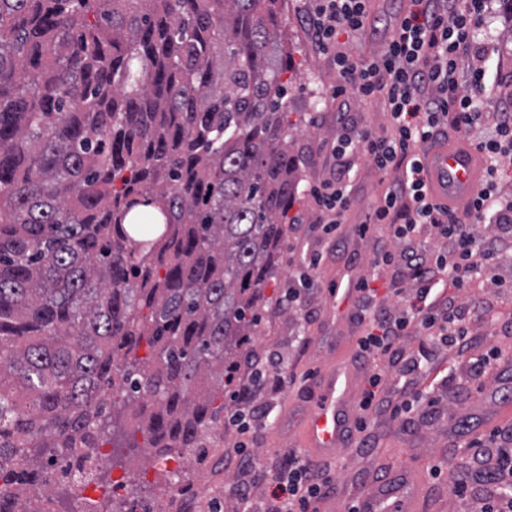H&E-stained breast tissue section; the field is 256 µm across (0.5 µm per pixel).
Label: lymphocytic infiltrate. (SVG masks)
<instances>
[{
	"instance_id": "1",
	"label": "lymphocytic infiltrate",
	"mask_w": 512,
	"mask_h": 512,
	"mask_svg": "<svg viewBox=\"0 0 512 512\" xmlns=\"http://www.w3.org/2000/svg\"><path fill=\"white\" fill-rule=\"evenodd\" d=\"M303 21L310 41L336 69L340 82L334 96L350 95L359 102L382 99L391 135L367 125L347 128L331 144L335 165L330 178L312 189L324 224L344 223L351 205L342 160L365 157L381 174H394L392 187L373 210L375 223L402 242L396 256L383 263L405 267L410 293L405 306L385 305L370 279L358 283L357 303L369 328L358 342L361 353L375 363L358 403V431H365L367 414L399 405L381 397L382 365L415 373L419 360L403 348L400 338L414 332L457 354L469 344V329L458 290L481 278L496 288L506 282L498 272L503 251H512V199L498 192L500 174L512 168V102L487 114L491 99L479 65L487 48L475 39L489 0H410L408 11L395 25L378 59H355L345 49L348 38L367 28L368 0H305ZM470 58L468 79H460L459 64ZM450 125L482 162L477 192L469 201L467 221L433 194L422 164L426 145L437 143L443 125ZM489 229L477 237L474 225ZM434 235L431 249L415 247L418 235ZM252 458L242 455L244 479L238 487L243 504L253 512H318V503L333 488L330 474L317 472L307 456L293 453L266 473L270 489L252 504Z\"/></svg>"
}]
</instances>
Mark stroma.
Wrapping results in <instances>:
<instances>
[{
  "mask_svg": "<svg viewBox=\"0 0 512 512\" xmlns=\"http://www.w3.org/2000/svg\"><path fill=\"white\" fill-rule=\"evenodd\" d=\"M409 5V0H370L367 31L350 42V53L360 59L377 57ZM284 13L283 30L294 48L297 71L288 90V107L291 150L301 181L298 202L291 210L297 222L284 241L275 288L280 293L297 288L301 296L287 311L272 301L262 306L260 331L246 348L265 374L280 379L281 385L254 391L246 428L218 423L209 434V448L198 455L171 460L163 467L141 450L108 448L97 484L82 492L54 487L56 512H62L66 496L75 499L80 512H128L135 505L159 504L167 512H187L191 506L196 512H240L235 495L240 448L248 449L261 472L302 449L303 431L314 409L312 373L351 362L362 374L358 388L367 385L371 363L356 356V343L366 325L354 312L346 326L337 327L329 289L338 273L346 270L357 278L368 276L375 259L399 250V243L387 238L379 226H372L364 236L356 231L390 182L365 159L351 162L346 183L352 204L344 224L333 230L318 224L319 211L309 188L329 177L330 146L343 123L369 125L384 134L386 117L379 102L332 98L338 76L313 49L300 21L298 0H286ZM504 21L500 0H493L487 19L492 46L482 65L495 98L508 103L512 101V42L501 37ZM316 254L321 262L317 270H308ZM460 299L467 305L465 315L472 332L470 356L498 349L503 362L476 382L449 371L447 351L432 347L421 362L422 374L405 378L396 371L389 374L381 393L394 404L404 402L407 388L429 389L435 403L397 419L386 411L372 415L367 432L373 447H359L353 439L334 455H311L314 466H335V487L321 505L323 512H344L347 503L362 498L367 489L396 470L416 473L421 479L418 512H475L476 499L485 491L489 451L475 447L474 442L488 438L487 419L512 397V366L506 362L512 356V335H503L491 321L492 312L512 309V292L473 284ZM460 477L469 480L471 499L452 494L451 483Z\"/></svg>",
  "mask_w": 512,
  "mask_h": 512,
  "instance_id": "35a3bbf8",
  "label": "stroma"
}]
</instances>
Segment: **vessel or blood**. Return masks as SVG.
Masks as SVG:
<instances>
[{"mask_svg": "<svg viewBox=\"0 0 512 512\" xmlns=\"http://www.w3.org/2000/svg\"><path fill=\"white\" fill-rule=\"evenodd\" d=\"M424 163L430 171L435 194L446 197L448 202L464 199L478 187L479 161L465 143L428 151ZM356 295V279H348L345 287L335 288L337 319L350 315ZM353 381L354 374L346 363L319 377L318 398L305 432L308 448L328 454L342 444L347 433L349 392Z\"/></svg>", "mask_w": 512, "mask_h": 512, "instance_id": "1", "label": "vessel or blood"}]
</instances>
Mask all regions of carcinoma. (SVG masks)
Wrapping results in <instances>:
<instances>
[{"instance_id": "1", "label": "carcinoma", "mask_w": 512, "mask_h": 512, "mask_svg": "<svg viewBox=\"0 0 512 512\" xmlns=\"http://www.w3.org/2000/svg\"><path fill=\"white\" fill-rule=\"evenodd\" d=\"M284 2L0 0V512L206 447L298 199Z\"/></svg>"}]
</instances>
